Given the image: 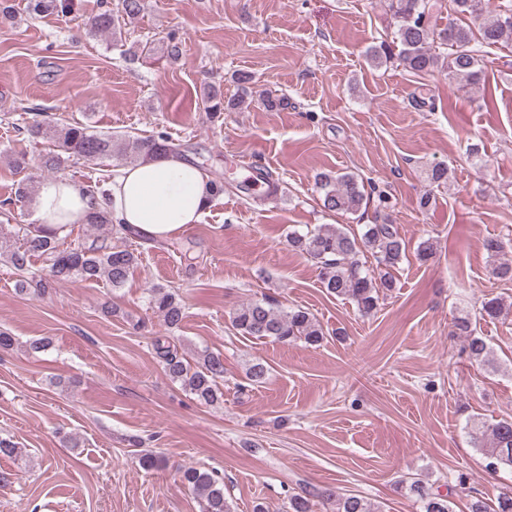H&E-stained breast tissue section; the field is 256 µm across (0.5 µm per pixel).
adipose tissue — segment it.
Masks as SVG:
<instances>
[{"label": "adipose tissue", "mask_w": 512, "mask_h": 512, "mask_svg": "<svg viewBox=\"0 0 512 512\" xmlns=\"http://www.w3.org/2000/svg\"><path fill=\"white\" fill-rule=\"evenodd\" d=\"M207 182L197 166L169 154L120 168L101 194L69 178L40 183L34 205L39 223L60 234L105 206L133 234L174 239L208 209Z\"/></svg>", "instance_id": "ef3b65f1"}]
</instances>
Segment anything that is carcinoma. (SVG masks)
I'll use <instances>...</instances> for the list:
<instances>
[{
    "instance_id": "1",
    "label": "carcinoma",
    "mask_w": 512,
    "mask_h": 512,
    "mask_svg": "<svg viewBox=\"0 0 512 512\" xmlns=\"http://www.w3.org/2000/svg\"><path fill=\"white\" fill-rule=\"evenodd\" d=\"M395 26V41L381 42L369 50L374 66L393 59L406 71L425 74L435 70L448 72V77L467 85H476L483 75L480 48L512 39V0L500 5L495 15L484 18L485 0H388ZM72 0H30L31 14L39 16L48 11L68 12ZM447 10L452 20L443 28L431 24L434 12ZM91 30L112 33V10L106 9L89 21ZM207 102L210 111L222 112L235 103L224 104V92L214 84L208 86ZM27 132L50 143L43 156L46 170L57 172L72 157L90 160L106 158L116 152L136 164L162 153L178 151L168 136L159 133L146 138L126 139L121 148H114L112 137L91 133L79 124H50L34 119ZM316 184L322 207L336 214H356L367 205L370 193L364 181L352 173H321ZM89 224L105 226L109 234L124 239L126 228L112 222L111 214L99 210L89 216ZM288 244L309 257L319 269L320 281L327 294L353 301L363 316L378 307L379 289L395 288L392 270L405 257L406 245L394 224H366L357 236L338 224H321L306 232L294 230L288 234ZM490 258L494 259L491 274L501 280H512V263L499 260L506 244L498 238L484 243ZM369 252L380 268V277L371 276L360 259ZM0 255L8 258L20 272L29 271L30 259L42 257L50 276L57 282L93 281L107 278L114 288L125 283L130 270L139 261L136 250L112 245L104 238L89 246L61 248V238L41 224L0 225ZM148 304L165 326L176 328L184 318V305L174 289H150ZM231 325L241 336L268 339L278 343L302 341L315 345L326 332L321 322L310 312L275 306L267 300L250 301L235 309ZM455 334L466 338L469 359L479 365L491 362V351L485 340L471 329L466 316L455 321ZM154 350L166 375L205 405L223 400L221 381L224 378V358L207 350L192 364L182 357L175 346L158 338ZM474 443L492 473L500 469L512 470V418H502L492 425H482ZM181 481L199 500L202 512H234L224 493V479L214 472L197 467L181 471ZM456 487L467 493V512H512V490L500 493L491 504L471 486L469 477L460 473ZM409 491L420 503V512H454L449 496L427 486L421 480L408 485ZM330 512H376L366 498L358 494H342L333 488L321 493Z\"/></svg>"
}]
</instances>
